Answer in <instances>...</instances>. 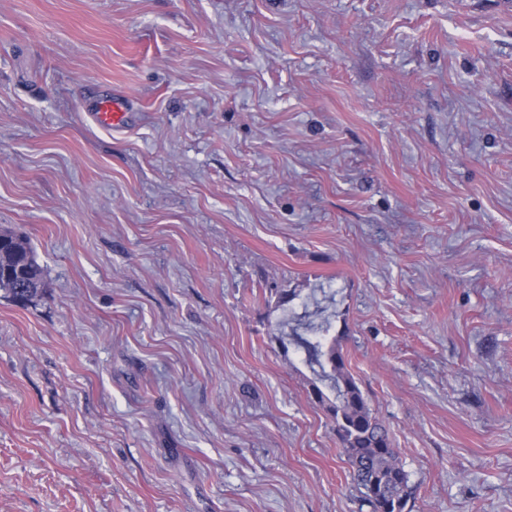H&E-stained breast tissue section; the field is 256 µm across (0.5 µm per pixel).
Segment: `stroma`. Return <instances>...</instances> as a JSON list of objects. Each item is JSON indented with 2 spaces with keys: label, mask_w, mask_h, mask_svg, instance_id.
Instances as JSON below:
<instances>
[{
  "label": "stroma",
  "mask_w": 512,
  "mask_h": 512,
  "mask_svg": "<svg viewBox=\"0 0 512 512\" xmlns=\"http://www.w3.org/2000/svg\"><path fill=\"white\" fill-rule=\"evenodd\" d=\"M0 228V512H370L325 317L405 512H512V0H0ZM94 121L102 128L112 130L126 126L131 119L121 97L107 96L98 100L93 112ZM45 288L44 272L30 242L11 232L0 233V290L25 305ZM331 327L329 322L321 325L311 340L295 336L310 362L320 367L321 377L330 381L336 395L331 399L315 383L312 393L318 403H328L336 437L370 511L404 512L409 497L408 473L399 461L386 426L373 415L346 368L341 352L344 336H326Z\"/></svg>",
  "instance_id": "obj_1"
}]
</instances>
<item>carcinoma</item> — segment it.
<instances>
[{"mask_svg":"<svg viewBox=\"0 0 512 512\" xmlns=\"http://www.w3.org/2000/svg\"><path fill=\"white\" fill-rule=\"evenodd\" d=\"M45 288L44 272L30 242L11 232L0 233V290L18 304L39 297ZM331 323L317 328L308 340L297 337L310 362L330 381L335 397L312 384L318 403H328L336 437L352 469L353 480L371 512H404L409 497V476L393 447L384 423L373 415L355 378L346 368L341 336L328 337Z\"/></svg>","mask_w":512,"mask_h":512,"instance_id":"1","label":"carcinoma"}]
</instances>
